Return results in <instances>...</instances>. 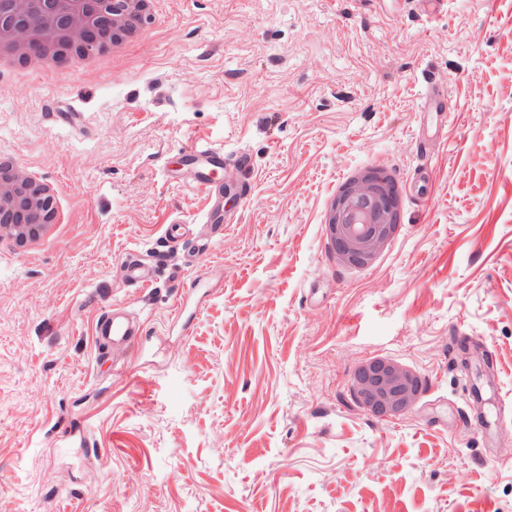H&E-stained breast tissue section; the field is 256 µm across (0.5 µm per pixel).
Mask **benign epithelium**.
Wrapping results in <instances>:
<instances>
[{
	"label": "benign epithelium",
	"instance_id": "7a95c632",
	"mask_svg": "<svg viewBox=\"0 0 512 512\" xmlns=\"http://www.w3.org/2000/svg\"><path fill=\"white\" fill-rule=\"evenodd\" d=\"M15 49L23 56L35 53L28 31L18 27L10 34ZM91 37V30L76 17L69 21L66 45L76 48ZM367 206L362 223H353L352 206ZM47 209V203L30 178L13 170L0 174V212L24 214L25 220L11 224L0 221V228L11 238L28 234L31 217ZM399 222L398 204L393 181L380 172H368L349 181L336 201L327 228L336 250V258L343 264L364 265L372 262L383 249ZM422 379L390 359L377 358L363 363L354 376V393L357 401L378 416H397L408 412L415 405L422 391Z\"/></svg>",
	"mask_w": 512,
	"mask_h": 512
}]
</instances>
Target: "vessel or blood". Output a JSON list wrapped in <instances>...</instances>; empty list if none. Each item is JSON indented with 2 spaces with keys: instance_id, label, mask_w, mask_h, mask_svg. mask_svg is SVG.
<instances>
[{
  "instance_id": "1",
  "label": "vessel or blood",
  "mask_w": 512,
  "mask_h": 512,
  "mask_svg": "<svg viewBox=\"0 0 512 512\" xmlns=\"http://www.w3.org/2000/svg\"><path fill=\"white\" fill-rule=\"evenodd\" d=\"M445 92L434 84H426L420 98L419 109L432 112L440 121H447L444 105ZM192 175L190 185L202 192L207 207L202 221L210 227L212 236L224 233V188L214 178L218 169L233 166L242 174H249L253 168L249 153L239 151L226 154L223 144L208 140H197L181 151ZM124 278L130 285L149 287L153 282L151 266L135 256L126 257L122 262ZM144 333V323L133 313L124 311L118 304L101 307L92 329V341L99 356H106L112 350L130 351L135 349ZM56 444L64 447L76 444L86 446L84 431L74 420H64L56 429Z\"/></svg>"
}]
</instances>
